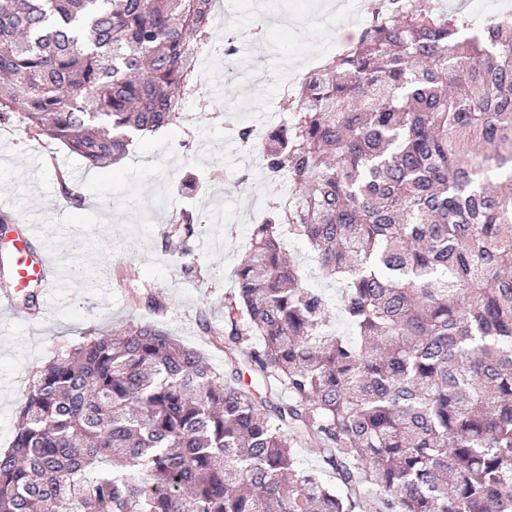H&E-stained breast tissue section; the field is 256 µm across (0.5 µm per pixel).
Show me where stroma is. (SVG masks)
Returning a JSON list of instances; mask_svg holds the SVG:
<instances>
[{
    "label": "stroma",
    "instance_id": "obj_1",
    "mask_svg": "<svg viewBox=\"0 0 512 512\" xmlns=\"http://www.w3.org/2000/svg\"><path fill=\"white\" fill-rule=\"evenodd\" d=\"M277 8L291 18L290 28L248 39L237 60L253 69L254 80L225 79L223 57H214L199 77V97L184 106L185 121L140 137L109 168L89 169L63 145L32 139L18 122L0 123V212L35 225L65 270L51 293L36 291L28 316L0 318V450L11 445L32 377L87 334L153 321L204 352L217 372L229 369L200 323L223 328L234 269L274 193L261 153H243L233 129L249 125L265 137L282 116L280 85L303 79L358 39L366 23L365 13L337 10L336 0H278ZM209 97L228 102L229 112H204L200 102ZM63 177L82 192V208L62 197ZM186 208L217 216L189 243V273L164 245L170 220ZM78 264L84 273L77 279ZM151 297L162 301L160 312L147 307Z\"/></svg>",
    "mask_w": 512,
    "mask_h": 512
}]
</instances>
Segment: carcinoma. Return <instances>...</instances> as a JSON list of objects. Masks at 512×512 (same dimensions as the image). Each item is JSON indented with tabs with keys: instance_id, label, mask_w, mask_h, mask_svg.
<instances>
[{
	"instance_id": "1",
	"label": "carcinoma",
	"mask_w": 512,
	"mask_h": 512,
	"mask_svg": "<svg viewBox=\"0 0 512 512\" xmlns=\"http://www.w3.org/2000/svg\"><path fill=\"white\" fill-rule=\"evenodd\" d=\"M213 27L214 0H0V121L115 164L183 120ZM263 155L297 206L274 198L235 270L231 369L153 322L53 358L0 452V512H512V17L373 0ZM199 223L166 235L187 271ZM289 248L292 259L299 266L303 267L307 283L315 288H319L323 292L330 308L336 311L340 298L339 288L334 281L323 278L316 266L310 261V248L308 244L304 241H294L289 245Z\"/></svg>"
}]
</instances>
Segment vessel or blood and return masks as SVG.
<instances>
[{"instance_id":"b4317fda","label":"vessel or blood","mask_w":512,"mask_h":512,"mask_svg":"<svg viewBox=\"0 0 512 512\" xmlns=\"http://www.w3.org/2000/svg\"><path fill=\"white\" fill-rule=\"evenodd\" d=\"M32 239V229L27 224L20 226L14 234L13 247L17 254L14 286L0 290L1 309H14L17 293L27 288L29 284L36 282L46 286L58 280L64 273L63 268L51 265L46 257L33 255Z\"/></svg>"}]
</instances>
